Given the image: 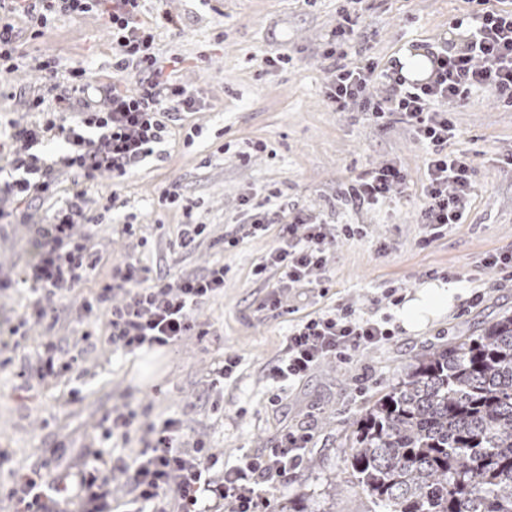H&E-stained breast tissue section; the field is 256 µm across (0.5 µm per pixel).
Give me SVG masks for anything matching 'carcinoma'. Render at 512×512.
<instances>
[{"mask_svg": "<svg viewBox=\"0 0 512 512\" xmlns=\"http://www.w3.org/2000/svg\"><path fill=\"white\" fill-rule=\"evenodd\" d=\"M348 460L372 512H512V315L416 355Z\"/></svg>", "mask_w": 512, "mask_h": 512, "instance_id": "carcinoma-1", "label": "carcinoma"}]
</instances>
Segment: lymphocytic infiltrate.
<instances>
[{"mask_svg": "<svg viewBox=\"0 0 512 512\" xmlns=\"http://www.w3.org/2000/svg\"><path fill=\"white\" fill-rule=\"evenodd\" d=\"M17 13L41 30L58 14H98L105 21L112 48V75L105 79H92L85 68L74 67L61 83L55 60L43 61L45 92L33 99L32 106L46 109L44 124L12 126L6 140L0 141V154L8 156L0 195L12 197L17 206L54 191L55 170L36 152L47 133H56L66 143L65 167L87 178L106 174L117 184L163 142L173 113L198 109L194 95L174 80L178 61L164 62L155 55L154 25L142 18L140 0H0V77L19 68V33L12 22ZM431 61L429 79L416 85L407 83L393 66L381 71L371 63L340 66L330 93L339 106L350 99L361 101L376 120L401 115L427 146L422 210L427 245L441 238L448 226L465 222L473 192L469 157L448 147L455 129L443 106L474 91L491 92L512 104V10L478 13L459 41H445ZM376 75L388 85L387 96L377 102L367 95ZM402 179L401 171L390 165L365 172L351 185L349 197L357 206L378 203ZM82 216L74 199L42 227L36 257L23 273L33 291L78 286L97 267L96 254L74 233ZM335 236L329 225L310 222L298 211L292 214L289 224L281 228L277 246L253 269L257 277L271 271L279 274L265 308H278L281 291L325 275ZM224 273L219 263L206 273L183 277L174 288L164 278H149L139 261L126 260L113 266L109 282L85 298L82 307L90 315L105 312L107 341L113 346L129 353L164 347L194 329L195 308L223 289ZM117 290L123 300L115 305L111 294ZM390 322L389 316L364 317L348 306L306 316L289 329L283 353L269 376L276 382L294 383L323 361L350 362L359 351L390 341L395 335ZM178 433L175 420L164 421L132 467L123 459L110 461L95 454L91 469L82 472L69 489H49L40 478H23L12 489L19 512H67L73 495L90 504L104 500L116 472L130 487L134 512H146L147 504L169 497L182 512H199L205 496L228 505L229 512H259L268 502V485L302 465L309 443L308 431H287L277 445L259 455H243L223 476L215 477L201 462L202 450L182 448Z\"/></svg>", "mask_w": 512, "mask_h": 512, "instance_id": "1", "label": "lymphocytic infiltrate"}]
</instances>
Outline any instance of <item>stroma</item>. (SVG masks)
I'll return each mask as SVG.
<instances>
[{"mask_svg": "<svg viewBox=\"0 0 512 512\" xmlns=\"http://www.w3.org/2000/svg\"><path fill=\"white\" fill-rule=\"evenodd\" d=\"M142 16L174 17L156 30L154 51L178 57L177 82L202 105L177 114L158 153L120 185L109 176L87 179L58 166L57 191L33 200L23 219L0 221V512H17L16 480L39 476L59 483L91 464L94 453L134 459L163 420L179 423L183 447L204 446L212 475L245 454L273 447L290 430L311 435L303 464L269 492L273 512L300 500L309 512H370V499L346 461L360 414L404 377L416 354L476 336L512 315V277L482 266L486 255L512 248V106L488 92L450 106L454 149L473 161L474 189L465 223L423 244L422 185L426 149L400 115L377 124L361 102L336 108L328 93L336 68L357 60L386 68L405 49L424 50L449 38L458 22L480 12L477 0H142ZM360 22L343 54L329 56L344 12ZM19 68L0 86V120L41 121L30 110L44 91L39 63L53 57L59 71L84 66L112 72V49L102 18L56 15L43 36L26 17L15 19ZM281 55L276 64L267 54ZM404 183L374 205L352 207L348 189L365 171L384 165ZM177 188L178 206L160 205ZM81 193L86 236L100 263L77 288L36 295L22 281L33 255L37 225ZM289 204L325 224H361L365 235L337 236L328 257L327 294L315 286L283 294L279 309H264L272 281L252 271L276 246L279 225L237 247L224 237L247 208ZM206 227L188 248L176 247L180 224ZM134 232H125V225ZM140 261L151 277L178 284L224 264V288L197 307L199 333L125 354L104 341V320L86 316L82 298L108 282L113 264ZM459 278L458 303L421 330L397 329L386 345L359 352L353 363L325 362L299 383L271 380L289 328L313 312L351 305L365 315L396 314L384 297L403 299L437 277ZM479 303H471L474 292ZM47 312L27 321L33 304ZM18 335H10L11 327ZM54 342L63 365L47 368L44 346ZM239 366L224 383L225 357ZM132 408L128 435L112 418Z\"/></svg>", "mask_w": 512, "mask_h": 512, "instance_id": "1", "label": "stroma"}]
</instances>
